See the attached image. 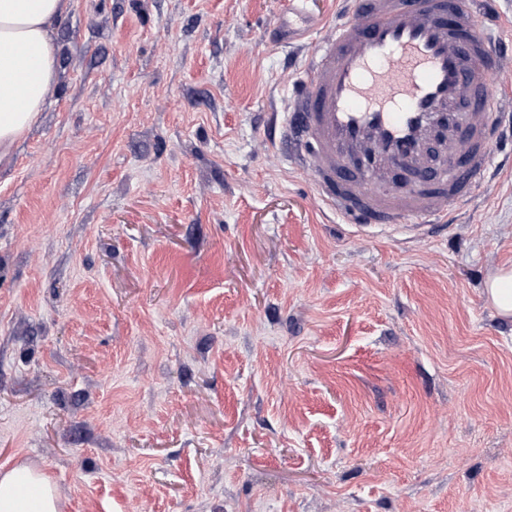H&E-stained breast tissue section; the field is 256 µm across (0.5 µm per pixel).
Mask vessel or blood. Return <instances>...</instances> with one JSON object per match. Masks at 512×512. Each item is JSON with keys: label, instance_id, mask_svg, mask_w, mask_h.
<instances>
[{"label": "vessel or blood", "instance_id": "obj_1", "mask_svg": "<svg viewBox=\"0 0 512 512\" xmlns=\"http://www.w3.org/2000/svg\"><path fill=\"white\" fill-rule=\"evenodd\" d=\"M493 0H342L292 74L280 148L348 224L430 233L493 165L512 96Z\"/></svg>", "mask_w": 512, "mask_h": 512}]
</instances>
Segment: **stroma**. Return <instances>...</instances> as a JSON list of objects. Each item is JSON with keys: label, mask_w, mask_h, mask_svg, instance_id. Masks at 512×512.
Here are the masks:
<instances>
[{"label": "stroma", "mask_w": 512, "mask_h": 512, "mask_svg": "<svg viewBox=\"0 0 512 512\" xmlns=\"http://www.w3.org/2000/svg\"><path fill=\"white\" fill-rule=\"evenodd\" d=\"M289 0H70L0 165V470L60 512H512V170L343 223L267 134ZM491 305L504 316H512V269H501L491 278L486 287Z\"/></svg>", "instance_id": "1"}]
</instances>
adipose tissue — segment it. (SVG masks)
I'll return each mask as SVG.
<instances>
[{"instance_id":"1","label":"adipose tissue","mask_w":512,"mask_h":512,"mask_svg":"<svg viewBox=\"0 0 512 512\" xmlns=\"http://www.w3.org/2000/svg\"><path fill=\"white\" fill-rule=\"evenodd\" d=\"M67 7V0H0V163L55 89L52 26ZM0 512H59V501L47 476L19 464L0 474Z\"/></svg>"}]
</instances>
